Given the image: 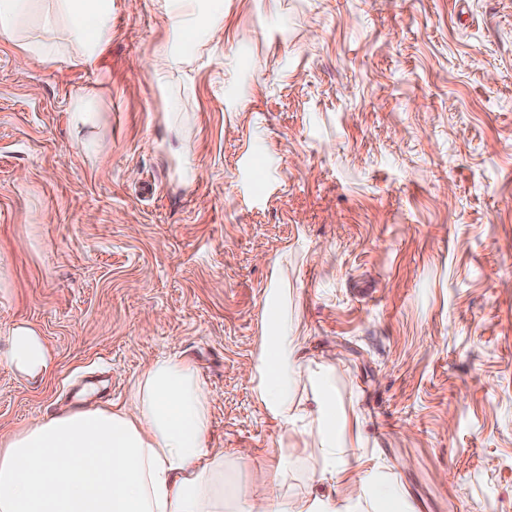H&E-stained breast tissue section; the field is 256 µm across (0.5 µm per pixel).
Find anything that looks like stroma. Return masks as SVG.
<instances>
[{"label": "stroma", "instance_id": "stroma-1", "mask_svg": "<svg viewBox=\"0 0 512 512\" xmlns=\"http://www.w3.org/2000/svg\"><path fill=\"white\" fill-rule=\"evenodd\" d=\"M33 4L0 38V352L23 322L54 368L0 366V433L124 404L182 355L261 501L282 431L245 373L275 254L303 357L408 512H512V0H224L164 76L157 0H112L91 67ZM20 40L71 62L21 65Z\"/></svg>", "mask_w": 512, "mask_h": 512}]
</instances>
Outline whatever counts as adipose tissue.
<instances>
[{
  "label": "adipose tissue",
  "mask_w": 512,
  "mask_h": 512,
  "mask_svg": "<svg viewBox=\"0 0 512 512\" xmlns=\"http://www.w3.org/2000/svg\"><path fill=\"white\" fill-rule=\"evenodd\" d=\"M82 63L96 62L112 38V0H59ZM179 31L148 61L152 73L182 70L206 36L224 25L223 0H159ZM300 327L274 274L247 377L254 398L283 430L278 475L261 504L228 486L237 464L210 445L211 398L193 364L159 358L140 373L128 405L81 408L0 434V512H405L402 489L368 468L359 419L336 405L333 367L302 359ZM6 367L35 379L53 358L28 326L13 329ZM311 452L313 494L288 481V456Z\"/></svg>",
  "instance_id": "obj_1"
}]
</instances>
